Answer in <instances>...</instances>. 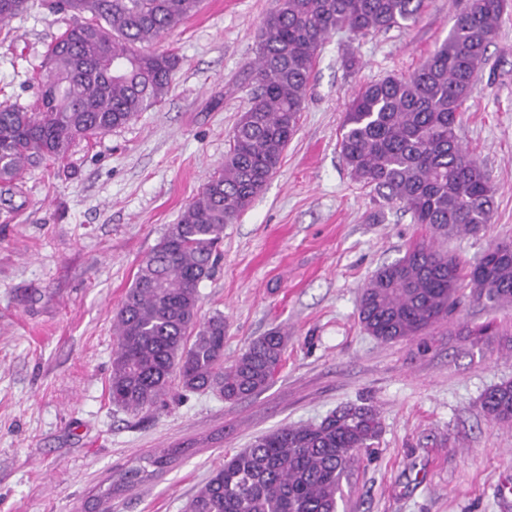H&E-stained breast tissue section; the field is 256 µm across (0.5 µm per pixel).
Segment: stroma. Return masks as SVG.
<instances>
[{
    "instance_id": "1",
    "label": "stroma",
    "mask_w": 512,
    "mask_h": 512,
    "mask_svg": "<svg viewBox=\"0 0 512 512\" xmlns=\"http://www.w3.org/2000/svg\"><path fill=\"white\" fill-rule=\"evenodd\" d=\"M468 0H426L409 26L339 31L318 54L298 130L278 171L239 219L199 286L200 317L224 314V360L259 336L288 334L263 392L234 404L174 389L142 415L114 407L113 321L139 263L211 180L250 104V66L273 0H203L152 43L179 66L166 99L131 123L29 169L14 213L0 210V512H84L100 484L139 457L182 448L160 474L112 496V512H184L198 485L262 433L370 404L378 438L342 480L337 512H512V424L489 421L483 393L512 380V306L464 297L427 335L384 343L357 304L382 265L414 242L463 265L512 243V0L457 134L495 188L476 235L440 237L355 181L337 145L359 86L407 74L447 37ZM67 21L41 0L0 26V93L26 106Z\"/></svg>"
}]
</instances>
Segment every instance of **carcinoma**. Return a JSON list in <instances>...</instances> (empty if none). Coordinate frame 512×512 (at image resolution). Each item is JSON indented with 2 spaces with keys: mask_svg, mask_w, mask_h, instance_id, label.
I'll list each match as a JSON object with an SVG mask.
<instances>
[{
  "mask_svg": "<svg viewBox=\"0 0 512 512\" xmlns=\"http://www.w3.org/2000/svg\"><path fill=\"white\" fill-rule=\"evenodd\" d=\"M27 0H0V23ZM200 0H47L70 15L39 67L37 106L0 104V205L14 197L30 166L64 158L78 142L124 126L168 95L178 58L145 49L193 14ZM424 0H275L265 16L250 71L254 92L234 129L217 176L188 203L139 264L114 321L109 397L132 413L162 402L173 384L213 390L234 403L266 389L287 336L251 341L224 365V315L199 320V286L210 278L224 225L234 223L280 167L297 131L318 52L330 34L355 37L416 21ZM504 0H468L448 37L404 76L363 85L348 104L339 149L353 178L401 204L418 224L448 235H476L490 222L494 188L463 147L457 126L487 61ZM490 307L512 303V258L464 268L453 254L418 243L383 265L362 289L365 331L391 343L424 334L458 304L463 286ZM485 416L512 424V381L483 394ZM370 405L339 409L315 425L258 436L214 469L185 512H336L348 469L380 432ZM171 452L140 458L132 479L162 471ZM87 512H112V487Z\"/></svg>",
  "mask_w": 512,
  "mask_h": 512,
  "instance_id": "1",
  "label": "carcinoma"
}]
</instances>
